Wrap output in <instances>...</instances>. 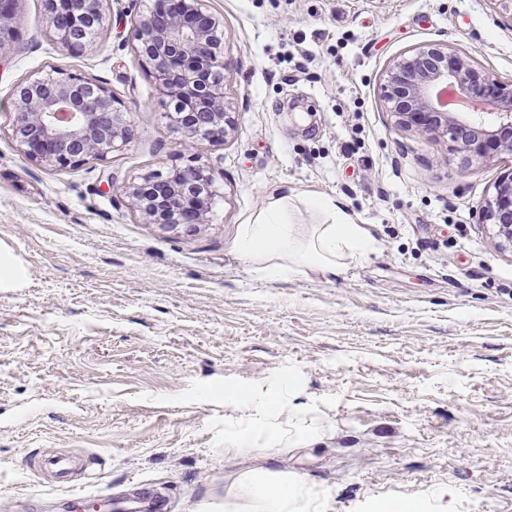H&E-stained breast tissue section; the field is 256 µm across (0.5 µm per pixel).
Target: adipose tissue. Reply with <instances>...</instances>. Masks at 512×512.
Here are the masks:
<instances>
[{
    "instance_id": "ef3b65f1",
    "label": "adipose tissue",
    "mask_w": 512,
    "mask_h": 512,
    "mask_svg": "<svg viewBox=\"0 0 512 512\" xmlns=\"http://www.w3.org/2000/svg\"><path fill=\"white\" fill-rule=\"evenodd\" d=\"M296 198L324 218L323 223L314 225L307 239L289 220L288 206ZM371 247L368 231L355 223L340 200L313 193L300 195L285 185L271 192L254 221L242 227L237 242L241 259L258 266L269 278L306 271L336 276L347 262L363 257ZM224 406L249 418L251 426L235 437L233 451L254 457L257 438L270 444L280 440V432L270 419L274 411H289L288 383L280 381L274 389L258 386L246 391L225 390ZM316 502L301 478H273L257 467L242 475L227 508L229 512H311Z\"/></svg>"
}]
</instances>
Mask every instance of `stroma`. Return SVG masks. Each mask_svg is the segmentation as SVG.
<instances>
[{
  "label": "stroma",
  "instance_id": "1",
  "mask_svg": "<svg viewBox=\"0 0 512 512\" xmlns=\"http://www.w3.org/2000/svg\"><path fill=\"white\" fill-rule=\"evenodd\" d=\"M150 0H102L80 52L44 0H16L0 48V512L155 491L165 512H224L252 463L231 450L224 391L287 378L296 419L262 467L323 512H512V251L478 213L512 155L461 169L447 137L400 126L390 64L442 43L512 82V0H210L229 65L223 140L183 147L131 32ZM107 87L133 136L54 168L13 136L17 87L53 70ZM199 161L216 194L189 232L147 223L123 188ZM339 198L373 238L335 277L271 279L238 255L281 185ZM96 458L84 487L41 461ZM24 278V270L13 260L12 255L0 250V287L20 282Z\"/></svg>",
  "mask_w": 512,
  "mask_h": 512
}]
</instances>
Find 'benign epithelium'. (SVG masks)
<instances>
[{
    "instance_id": "benign-epithelium-1",
    "label": "benign epithelium",
    "mask_w": 512,
    "mask_h": 512,
    "mask_svg": "<svg viewBox=\"0 0 512 512\" xmlns=\"http://www.w3.org/2000/svg\"><path fill=\"white\" fill-rule=\"evenodd\" d=\"M15 0H0V47L10 38ZM50 30L63 47L85 45L90 24L101 17V0H45ZM140 56L150 64L159 90L170 98L168 116L180 144L220 140L233 120L226 112L223 21L208 0H153L133 30ZM383 98L398 124L439 133L453 143L460 165L497 153L512 154V87L480 80L468 58L433 44L392 64ZM128 109L99 83L59 72L17 88L13 135L31 160L61 168L90 158L107 159L132 136ZM132 207L163 229L208 223L213 179L200 164L155 171L125 187ZM498 246L512 249V169L502 173L481 212Z\"/></svg>"
}]
</instances>
